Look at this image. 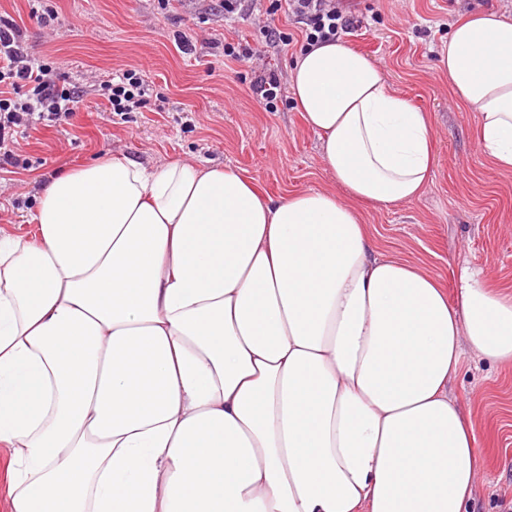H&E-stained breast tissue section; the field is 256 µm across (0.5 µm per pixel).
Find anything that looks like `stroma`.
<instances>
[{
  "instance_id": "obj_1",
  "label": "stroma",
  "mask_w": 512,
  "mask_h": 512,
  "mask_svg": "<svg viewBox=\"0 0 512 512\" xmlns=\"http://www.w3.org/2000/svg\"><path fill=\"white\" fill-rule=\"evenodd\" d=\"M53 26L29 17L27 0H0L31 51L62 73L84 72L89 86L70 124L30 129L21 158H44L37 168L0 171L20 198L35 197L58 170L126 153L148 163L174 160L243 172L277 198L309 188L335 189L322 170L321 141L304 124L294 99L267 111L249 91L250 68L225 62V42L256 39L246 16L228 21L219 0H45ZM361 28L345 36L433 127L434 164L423 195L387 207L361 205L380 251L425 268L456 296L462 267L490 270L493 287L512 292V172L499 171L476 145V116L453 99L436 69L453 23L493 7L512 18V0H353ZM208 29L212 44L180 49L173 35ZM138 67L154 91L146 107L106 121L97 88L121 69ZM453 397L470 410L486 465L475 512H512V367L465 354L451 382Z\"/></svg>"
}]
</instances>
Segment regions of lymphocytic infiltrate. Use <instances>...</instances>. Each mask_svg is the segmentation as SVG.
<instances>
[{
	"label": "lymphocytic infiltrate",
	"instance_id": "1",
	"mask_svg": "<svg viewBox=\"0 0 512 512\" xmlns=\"http://www.w3.org/2000/svg\"><path fill=\"white\" fill-rule=\"evenodd\" d=\"M225 18L240 12L272 15L285 11L300 26L307 45L338 41L357 26L348 0H220ZM224 58L251 66L249 89L266 107L283 93V81L261 63L259 45L247 40L224 45ZM110 113L126 116L145 107L149 87L139 69H126L118 81H105ZM83 96L79 81L60 73L27 47L23 32L11 17L0 15V164L17 165L18 139L39 125L68 122Z\"/></svg>",
	"mask_w": 512,
	"mask_h": 512
}]
</instances>
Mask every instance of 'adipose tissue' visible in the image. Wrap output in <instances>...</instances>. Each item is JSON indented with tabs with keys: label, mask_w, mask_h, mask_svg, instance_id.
I'll use <instances>...</instances> for the list:
<instances>
[{
	"label": "adipose tissue",
	"mask_w": 512,
	"mask_h": 512,
	"mask_svg": "<svg viewBox=\"0 0 512 512\" xmlns=\"http://www.w3.org/2000/svg\"><path fill=\"white\" fill-rule=\"evenodd\" d=\"M437 68L512 171V20H459ZM290 84L336 190L117 154L0 234L9 512H467L484 461L450 383L467 351L512 365V294L466 268L449 300L362 220L422 195L428 113L343 43Z\"/></svg>",
	"instance_id": "1"
}]
</instances>
